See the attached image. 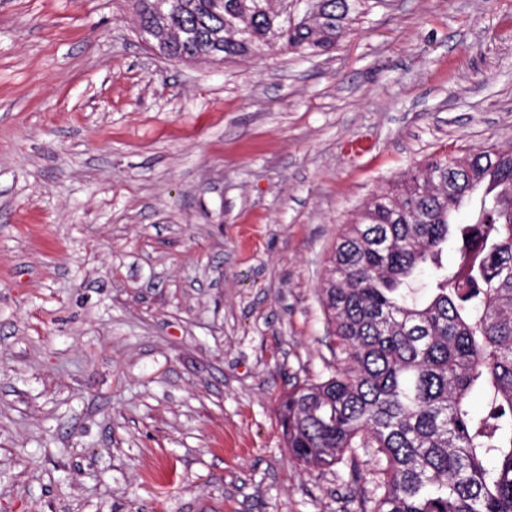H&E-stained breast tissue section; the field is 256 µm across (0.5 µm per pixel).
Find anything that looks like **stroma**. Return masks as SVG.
Here are the masks:
<instances>
[{
  "label": "stroma",
  "instance_id": "obj_1",
  "mask_svg": "<svg viewBox=\"0 0 512 512\" xmlns=\"http://www.w3.org/2000/svg\"><path fill=\"white\" fill-rule=\"evenodd\" d=\"M341 44L168 59L125 0H0V512H369L277 417L334 362L345 224L512 142V0H365Z\"/></svg>",
  "mask_w": 512,
  "mask_h": 512
}]
</instances>
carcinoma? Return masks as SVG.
Segmentation results:
<instances>
[{"label":"carcinoma","mask_w":512,"mask_h":512,"mask_svg":"<svg viewBox=\"0 0 512 512\" xmlns=\"http://www.w3.org/2000/svg\"><path fill=\"white\" fill-rule=\"evenodd\" d=\"M129 2L159 52L219 63L273 40L329 52L359 5L322 0L292 22L274 0ZM451 236L472 249L461 274L440 262ZM427 263L421 305L409 280ZM320 294L333 370L282 399L290 456L354 480L359 451L372 456L371 512H512V145L432 159L372 198L336 242Z\"/></svg>","instance_id":"obj_1"}]
</instances>
